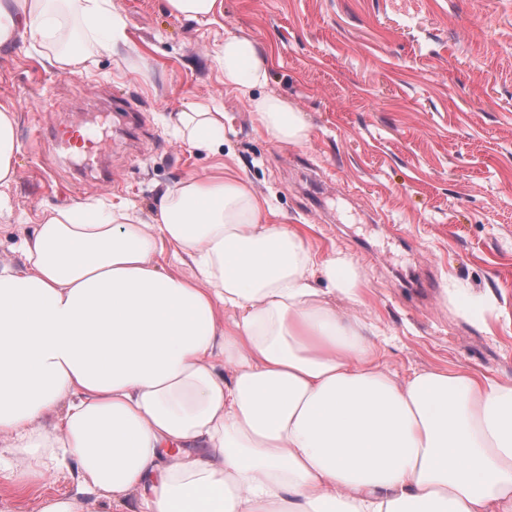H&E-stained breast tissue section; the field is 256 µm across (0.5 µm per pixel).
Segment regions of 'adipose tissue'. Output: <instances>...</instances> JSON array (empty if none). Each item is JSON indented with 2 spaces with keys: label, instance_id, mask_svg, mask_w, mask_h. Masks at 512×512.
<instances>
[{
  "label": "adipose tissue",
  "instance_id": "1",
  "mask_svg": "<svg viewBox=\"0 0 512 512\" xmlns=\"http://www.w3.org/2000/svg\"><path fill=\"white\" fill-rule=\"evenodd\" d=\"M30 32L61 73L84 68V38L105 55L125 40L112 0H0V48ZM215 58L273 141H308L287 100L251 97L270 69L255 41L225 35ZM170 126L224 146L211 104ZM19 151L0 104V211ZM262 213L236 175L187 177L148 215L46 208L22 264L0 265V452L21 484L78 469L77 493L40 512H512V380H397L330 302L363 303L355 264ZM163 244L189 274L160 270Z\"/></svg>",
  "mask_w": 512,
  "mask_h": 512
}]
</instances>
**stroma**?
I'll return each instance as SVG.
<instances>
[{
	"label": "stroma",
	"instance_id": "obj_1",
	"mask_svg": "<svg viewBox=\"0 0 512 512\" xmlns=\"http://www.w3.org/2000/svg\"><path fill=\"white\" fill-rule=\"evenodd\" d=\"M134 61L92 56L60 73L37 37L0 49V102L17 109V178L0 219V263L51 206L101 198L151 210L158 192L212 174L215 156L179 142L170 113L224 111V167L318 255L340 252L367 294L358 315L401 378L442 368L512 378V0H224L196 22L164 0H112ZM256 41L274 94L302 112L310 138L278 145L210 56L227 33ZM112 138L91 162L52 145L70 112ZM490 291L479 323L450 303L449 279ZM74 462L18 485L0 471V512H39L73 494Z\"/></svg>",
	"mask_w": 512,
	"mask_h": 512
}]
</instances>
